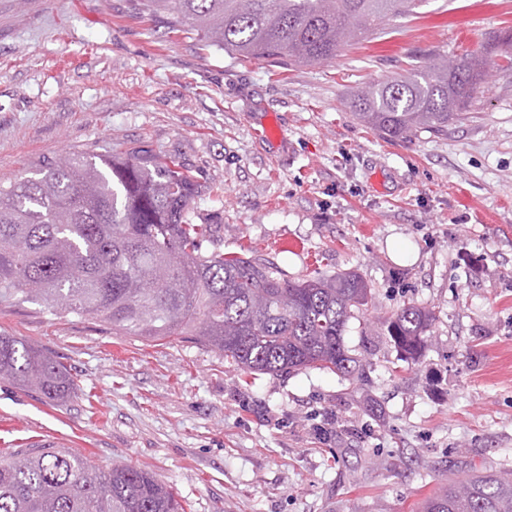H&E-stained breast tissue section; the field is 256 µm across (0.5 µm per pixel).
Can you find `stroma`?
I'll use <instances>...</instances> for the list:
<instances>
[{
    "label": "stroma",
    "instance_id": "35a3bbf8",
    "mask_svg": "<svg viewBox=\"0 0 512 512\" xmlns=\"http://www.w3.org/2000/svg\"><path fill=\"white\" fill-rule=\"evenodd\" d=\"M512 31V0H423L324 64L241 60L135 15L129 0H0V182L70 152L175 158L205 251L287 279L345 269L374 309L344 341L364 366L243 375L173 336L0 306V333L43 348L76 392L48 402L0 379V458L45 438L135 466L186 512H420L451 481L512 468V73L488 70L470 118L410 143L359 122L357 86L428 51ZM277 123L282 139L261 130ZM435 314L405 362L382 321Z\"/></svg>",
    "mask_w": 512,
    "mask_h": 512
}]
</instances>
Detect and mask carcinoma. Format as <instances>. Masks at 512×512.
Listing matches in <instances>:
<instances>
[{"label": "carcinoma", "instance_id": "1", "mask_svg": "<svg viewBox=\"0 0 512 512\" xmlns=\"http://www.w3.org/2000/svg\"><path fill=\"white\" fill-rule=\"evenodd\" d=\"M137 14L206 47L251 59L317 64L353 40L415 13L422 0H130ZM512 46L495 36L459 58L427 53L406 73L352 97L355 117L391 139L443 135L468 115L488 65ZM193 180L171 160L138 152L63 153L0 185V304L104 318L124 336H189L245 373L316 367L354 377L347 322L373 306L363 277L345 270L292 281L252 257L202 253L213 225L190 218ZM433 312L405 305L383 321L407 360L421 355ZM0 379L61 401L77 388L50 352L0 334ZM0 512H183L148 471L100 468L66 449L0 460ZM423 512H512V469L451 481Z\"/></svg>", "mask_w": 512, "mask_h": 512}]
</instances>
